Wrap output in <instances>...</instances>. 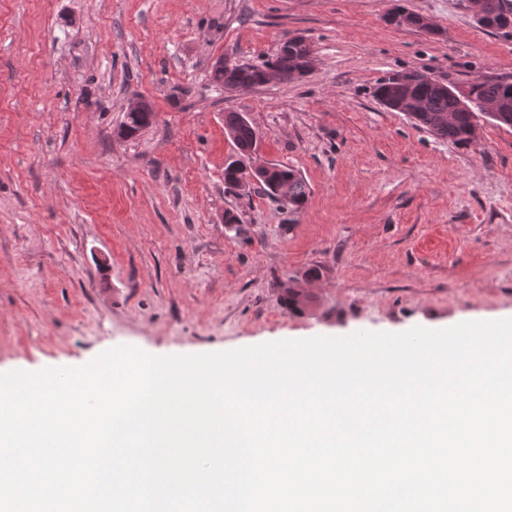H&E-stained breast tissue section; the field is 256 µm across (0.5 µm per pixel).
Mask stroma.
I'll list each match as a JSON object with an SVG mask.
<instances>
[{
  "label": "stroma",
  "instance_id": "1",
  "mask_svg": "<svg viewBox=\"0 0 512 512\" xmlns=\"http://www.w3.org/2000/svg\"><path fill=\"white\" fill-rule=\"evenodd\" d=\"M397 6L435 34L389 24ZM294 33L302 80L210 83L218 54L258 64ZM410 70L512 81V37L465 0H0V373L511 317L512 127L461 147L379 105ZM134 97L157 122L124 138ZM228 111L305 179L296 224L225 191ZM315 265V308L288 314L280 283Z\"/></svg>",
  "mask_w": 512,
  "mask_h": 512
}]
</instances>
